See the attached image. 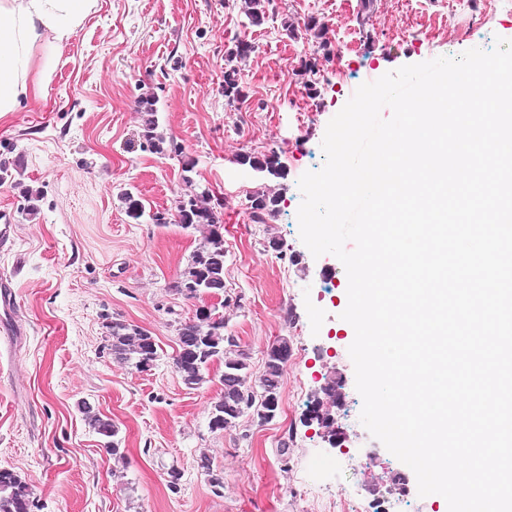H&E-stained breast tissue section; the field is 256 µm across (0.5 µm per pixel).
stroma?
I'll return each instance as SVG.
<instances>
[{"label":"stroma","mask_w":512,"mask_h":512,"mask_svg":"<svg viewBox=\"0 0 512 512\" xmlns=\"http://www.w3.org/2000/svg\"><path fill=\"white\" fill-rule=\"evenodd\" d=\"M475 2L485 23L469 32L448 0H269L259 26L240 0H95L67 40L48 34L33 47L29 94L0 116V164L12 172L0 181V209L15 224L12 243L0 246V282L11 283L15 303L0 308V324L16 320L0 356V467L28 486L32 512H344L347 500L355 512L381 500L388 512H448L442 496L396 481L408 466L360 421L348 352L355 331L341 317L347 273L303 244L298 181L323 166L326 127L351 86L512 40V0ZM285 19L295 36L282 30ZM241 37L254 51L229 60ZM230 62L240 101L224 95ZM145 93L175 144L162 155L142 144ZM244 153L276 154L281 177L240 164ZM270 190L283 199L255 223L251 197ZM202 191L224 234L225 334L254 374L278 340L291 347L268 423L248 411L212 430L223 363L196 389L174 369L177 329L199 301L171 286L201 243L182 228L177 204ZM127 192L144 207L140 220L126 213ZM156 212L165 223L152 222ZM115 319L154 337L151 370L112 354ZM332 380L344 383L345 406L329 409L347 434L342 450L308 420ZM87 407L117 426L119 455L89 427ZM366 448L377 459L367 471ZM204 455L224 477L220 494Z\"/></svg>","instance_id":"35a3bbf8"}]
</instances>
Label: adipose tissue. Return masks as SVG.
I'll return each mask as SVG.
<instances>
[{
  "instance_id": "1",
  "label": "adipose tissue",
  "mask_w": 512,
  "mask_h": 512,
  "mask_svg": "<svg viewBox=\"0 0 512 512\" xmlns=\"http://www.w3.org/2000/svg\"><path fill=\"white\" fill-rule=\"evenodd\" d=\"M93 0H0V114L29 93V59L44 33L68 39Z\"/></svg>"
}]
</instances>
